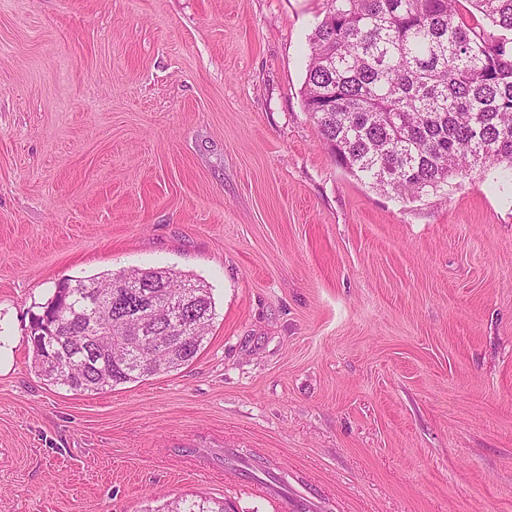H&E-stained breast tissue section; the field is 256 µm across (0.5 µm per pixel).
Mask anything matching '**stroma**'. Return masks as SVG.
Returning a JSON list of instances; mask_svg holds the SVG:
<instances>
[{"label": "stroma", "mask_w": 512, "mask_h": 512, "mask_svg": "<svg viewBox=\"0 0 512 512\" xmlns=\"http://www.w3.org/2000/svg\"><path fill=\"white\" fill-rule=\"evenodd\" d=\"M326 12L0 0V512H288L272 476L318 512H512V183L338 165L302 94ZM153 267L211 290L197 357L47 382L56 283ZM166 512H226L224 502L211 499H174L166 504Z\"/></svg>", "instance_id": "obj_1"}]
</instances>
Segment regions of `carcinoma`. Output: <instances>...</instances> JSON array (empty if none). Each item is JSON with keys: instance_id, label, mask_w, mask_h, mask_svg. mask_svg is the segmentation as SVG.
Returning a JSON list of instances; mask_svg holds the SVG:
<instances>
[{"instance_id": "obj_1", "label": "carcinoma", "mask_w": 512, "mask_h": 512, "mask_svg": "<svg viewBox=\"0 0 512 512\" xmlns=\"http://www.w3.org/2000/svg\"><path fill=\"white\" fill-rule=\"evenodd\" d=\"M328 0L311 37L304 107L338 163L399 195L490 166L512 180V0ZM123 279L139 288H117ZM186 298L179 323L151 312ZM140 305L141 344L124 308ZM215 315L210 289L169 269L63 279L31 325L34 363L53 385L98 393L170 372L199 354ZM166 512H225L224 502L174 499Z\"/></svg>"}]
</instances>
